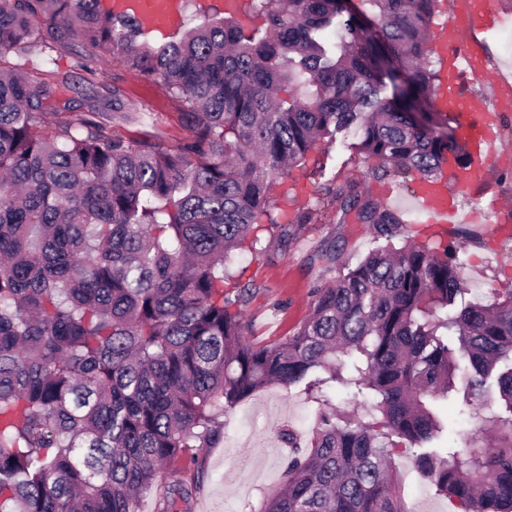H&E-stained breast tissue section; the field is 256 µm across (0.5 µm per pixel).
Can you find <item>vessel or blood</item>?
<instances>
[{"label":"vessel or blood","mask_w":512,"mask_h":512,"mask_svg":"<svg viewBox=\"0 0 512 512\" xmlns=\"http://www.w3.org/2000/svg\"><path fill=\"white\" fill-rule=\"evenodd\" d=\"M109 6L113 13L134 16L145 32L164 36L179 20L183 0H110ZM501 21L499 0H456L452 16L430 45L439 58L449 59L451 63L449 70L443 73L444 81L453 86L466 73L476 79L486 77V70L479 65L487 44L485 36ZM466 31L471 34L469 49L467 54L461 55L456 48ZM435 105L459 127L470 146L472 159L467 167L449 168L443 178L419 181L413 200L428 215L430 223L457 224L461 214L448 197V186L456 184L465 194L483 185L489 167L501 156L491 129L497 113L512 109V76L497 75L490 102L478 104L451 89L439 95Z\"/></svg>","instance_id":"vessel-or-blood-1"}]
</instances>
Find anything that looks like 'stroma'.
I'll use <instances>...</instances> for the list:
<instances>
[{
    "mask_svg": "<svg viewBox=\"0 0 512 512\" xmlns=\"http://www.w3.org/2000/svg\"><path fill=\"white\" fill-rule=\"evenodd\" d=\"M500 2L505 23L489 38L485 61L487 68L507 72L512 70V0ZM9 62L32 83L53 85L55 104L70 103L78 114L93 104L105 107L111 87H120L130 117L112 130L123 137L159 139L174 146L189 135L179 107L161 87L118 63L106 62L91 74L78 67L67 50L46 67L17 56ZM351 181L399 218L396 243L457 244L462 301L489 305L512 289V238L501 236L493 220L484 217L434 228L411 202V179L391 174L374 177L346 144L325 142L274 188L273 225L263 226L256 244L237 251L228 261L225 291L232 295L242 288L253 291L244 309L250 340L270 343L289 334L308 316L316 288L334 282L343 267L355 265L379 246L369 225L360 223L355 212H342L336 199L337 187ZM496 198L512 206V159L506 157L491 166L485 185L474 189L464 208L471 211ZM332 249L340 253L335 264L324 258ZM322 393V399L335 405L337 417L371 416L370 391L326 386ZM322 399L300 387L271 384L225 412L220 444L199 449L197 462L184 458L170 466L176 477L197 483L190 512H259L283 483L293 455L280 430H290L298 447L308 448ZM440 412L448 429L432 443L439 453L462 450L465 437L477 434L482 426L463 391L450 393ZM419 453L413 447L392 461L405 503L413 512H456L455 505L417 468Z\"/></svg>",
    "mask_w": 512,
    "mask_h": 512,
    "instance_id": "1",
    "label": "stroma"
}]
</instances>
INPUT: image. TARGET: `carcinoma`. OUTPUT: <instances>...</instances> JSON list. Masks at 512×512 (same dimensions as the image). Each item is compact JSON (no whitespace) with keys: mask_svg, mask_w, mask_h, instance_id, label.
<instances>
[{"mask_svg":"<svg viewBox=\"0 0 512 512\" xmlns=\"http://www.w3.org/2000/svg\"><path fill=\"white\" fill-rule=\"evenodd\" d=\"M254 2L264 32L226 12L157 40L102 0H0V512H139L155 487L156 512H178L194 485L163 466L218 445L220 417L260 388L322 381L372 391L381 419L322 410L261 512H409L389 458L443 431L461 360L475 414L492 382L504 405L483 418L494 446L474 436L418 466L459 512H512V291L441 318L456 246L393 245L400 220L350 184L342 211L388 243L316 289L293 333L247 339L250 290L224 295L231 252L321 141L356 135L375 176L468 165L434 104L440 0ZM67 48L160 85L190 136L124 138L93 111L46 125L53 87L1 62ZM111 112L128 119L117 86ZM338 353L364 366L345 377Z\"/></svg>","mask_w":512,"mask_h":512,"instance_id":"1","label":"carcinoma"}]
</instances>
